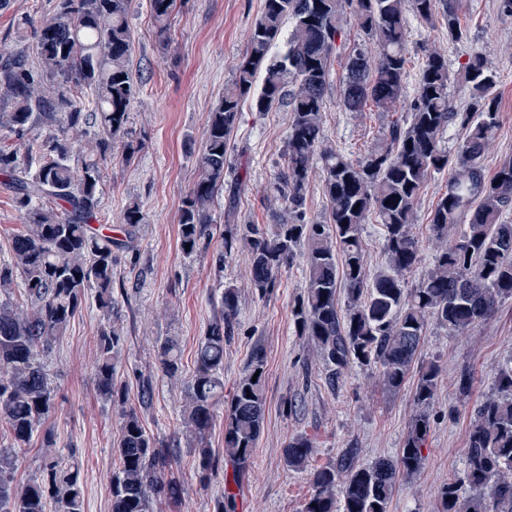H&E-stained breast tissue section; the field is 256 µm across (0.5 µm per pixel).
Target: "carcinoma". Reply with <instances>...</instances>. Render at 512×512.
Instances as JSON below:
<instances>
[{"mask_svg": "<svg viewBox=\"0 0 512 512\" xmlns=\"http://www.w3.org/2000/svg\"><path fill=\"white\" fill-rule=\"evenodd\" d=\"M157 34L166 38L176 0H149ZM133 0H58L55 17L34 30V41L0 65V93L10 110L0 111V130L22 137L34 126L54 133L28 141L24 156L0 148V174L10 180L26 230L12 241L11 259L0 263V419L14 447L32 440L56 409L54 389L39 362L67 331L87 297L105 323L94 362L99 395L123 418L118 467L110 479L111 512H151L155 498L176 499L181 484L176 461L149 436L136 408L117 381L121 332L112 318L118 253L134 247L144 213L132 202L122 216L124 239L100 233L97 219L105 166L131 160L129 106L134 81L129 61L134 36ZM376 44L377 56L355 50L345 62L340 104L361 112L372 103L395 112L403 102L407 14L439 24L462 41L454 0H264L245 56L209 114L198 176L182 200L180 247L191 257L210 236L209 209L224 191L231 134L242 105L257 112L288 107L286 162L270 187L287 217L270 228L245 224L224 237V256L244 248L251 256L249 288L261 298L302 259L306 291L291 308L295 332L310 341L325 379L336 387L354 363L374 367L383 387L397 393L415 368L428 325L457 336L488 322L512 299V158L491 175L484 152L499 125L496 73L474 51L459 74L472 88L469 107L457 110L448 95V58L426 49L418 92L403 122L393 123L378 148L353 159L324 143L325 93L342 41L344 7ZM288 36H283V33ZM39 67L25 63L28 52ZM452 125L464 130L450 152L441 145ZM321 166L326 199L321 216L307 212L313 170ZM448 172V186L430 214L429 231L439 242L431 267L414 287L406 276L419 262L411 232L426 182ZM382 226V263L368 270L362 227L370 217ZM24 303L14 302L15 289ZM345 296L340 306L339 296ZM239 288L224 286L219 321L202 337L181 411L182 424L198 449L197 475L206 485L222 469L207 448L216 409L225 402L224 455L244 474L251 464L265 417L266 353L255 346L229 401H224V343L234 334ZM161 370L179 372L177 345L158 346ZM439 379L435 364L422 365L414 391L418 412L394 458L360 463L348 450L310 474L312 491L303 512H388L402 479L421 472ZM40 477L14 480L18 457L0 453V512H83L78 468L56 450L53 434L42 436ZM314 442L300 434L284 449L290 470L308 467ZM439 512H512V359L496 372L494 391L472 407L461 476L440 490Z\"/></svg>", "mask_w": 512, "mask_h": 512, "instance_id": "cac0c4a2", "label": "carcinoma"}]
</instances>
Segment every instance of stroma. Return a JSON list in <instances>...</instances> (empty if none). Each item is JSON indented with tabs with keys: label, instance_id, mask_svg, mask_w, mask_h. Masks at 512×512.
Instances as JSON below:
<instances>
[{
	"label": "stroma",
	"instance_id": "35a3bbf8",
	"mask_svg": "<svg viewBox=\"0 0 512 512\" xmlns=\"http://www.w3.org/2000/svg\"><path fill=\"white\" fill-rule=\"evenodd\" d=\"M55 5L56 0H9L0 8V59L15 54L19 23L27 19L39 26L54 16ZM262 7L263 0H179L164 40L157 36L149 0H134L129 17L135 37L130 69L136 83L130 125L141 147L130 162L116 161L105 168L100 215L119 226L124 209L134 200L145 215L136 248L119 256L113 294L118 302L116 325L122 332L117 379L147 433L172 451L182 481L179 499L154 500L152 512H213L215 498L229 482L235 485L236 512H302L311 490L310 473L286 467L283 450L292 437L305 434L313 439L311 468L335 461L348 448L355 450L360 463L368 464L398 453L417 409L414 380L391 393L368 367L351 365L340 387L327 384L319 357L291 324V307L306 290L302 262L286 269L274 292L261 298L247 286V251L222 256L224 237L237 226L271 225L282 216L269 186L282 166L286 109L258 112L243 105L227 173L229 182L242 187L235 221L227 223L224 199L216 197L210 209V237L194 257L181 251L182 199L197 175L209 112L242 60L248 32ZM456 8L468 34L463 42L449 40L440 26L409 18L405 95L414 97L430 46L447 55L449 97L457 109H466L471 89L459 75L460 65L471 50L486 55L498 78L501 109L496 138L485 154L491 173L512 156V16L499 11L498 0H456ZM343 29L325 96L323 133L328 146L357 159L377 147L384 127L398 115L371 106L361 112L340 106L346 56L357 48L375 51L352 13H345ZM447 185V174L432 176L416 209L412 232L419 242L422 271L436 250L428 217ZM229 282L239 288V311L234 335L224 346V390L232 392L252 348L262 345L267 359L265 419L251 469L241 476L233 462L224 461L218 477L204 486L196 474L197 453L183 434L180 409L200 339L220 317V296ZM103 324L94 303H87L46 358L56 390V410L46 426L58 447L72 453L79 465L84 512H111L110 477L122 424L119 411L95 388L93 365ZM166 338L176 342L180 355L174 376L161 370L157 357L158 343ZM510 359L512 300L463 336L428 326L420 361L436 363L440 377L424 470L414 480L401 481L389 512H436L440 486L464 468L469 408L491 390L498 365ZM466 368L474 370L475 379L462 403L457 378ZM146 378L152 382L153 400L142 405L139 387Z\"/></svg>",
	"mask_w": 512,
	"mask_h": 512
}]
</instances>
